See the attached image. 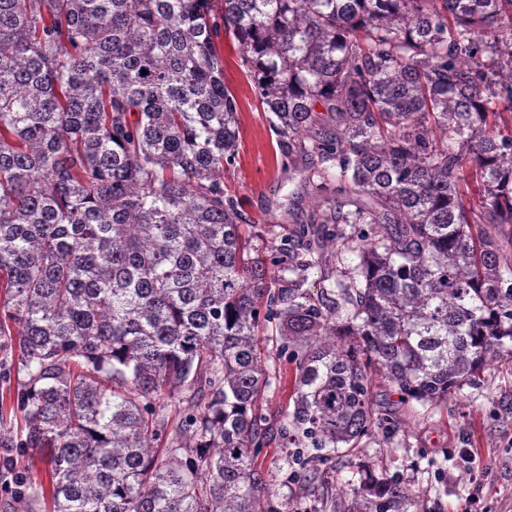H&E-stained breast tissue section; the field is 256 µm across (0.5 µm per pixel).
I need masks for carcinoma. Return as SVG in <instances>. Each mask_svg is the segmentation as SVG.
<instances>
[{
	"label": "carcinoma",
	"mask_w": 512,
	"mask_h": 512,
	"mask_svg": "<svg viewBox=\"0 0 512 512\" xmlns=\"http://www.w3.org/2000/svg\"><path fill=\"white\" fill-rule=\"evenodd\" d=\"M224 34L281 156L318 164L322 204L263 253L220 182ZM504 358L512 0H0V470L49 471L25 512H277L264 449L324 483L373 374L437 406ZM347 495L418 512L384 474ZM278 386L279 383L277 382V388L275 391L273 385L272 390L266 393L262 403L265 412L271 415L277 414V412L281 411V408H284L287 403L288 394L290 392L288 377L287 379L281 380L279 388ZM274 391L275 393H273Z\"/></svg>",
	"instance_id": "carcinoma-1"
}]
</instances>
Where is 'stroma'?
<instances>
[{"instance_id": "obj_1", "label": "stroma", "mask_w": 512, "mask_h": 512, "mask_svg": "<svg viewBox=\"0 0 512 512\" xmlns=\"http://www.w3.org/2000/svg\"><path fill=\"white\" fill-rule=\"evenodd\" d=\"M224 82L238 102L240 141L233 165L225 167L226 193L235 196L243 213L262 229L268 245L292 233L313 205L306 183L310 159L292 167L281 164L269 115L259 104L252 82L240 64L238 43L221 40ZM380 420L362 441L359 457L337 459L323 485L286 480L285 456L271 444L265 466L277 478L274 500L278 512H321L336 488L356 484L361 466L414 483L425 512H512V365L491 368L474 384L464 386L447 404L429 409L412 401L401 403L384 379L372 386ZM471 461H463L462 453Z\"/></svg>"}]
</instances>
